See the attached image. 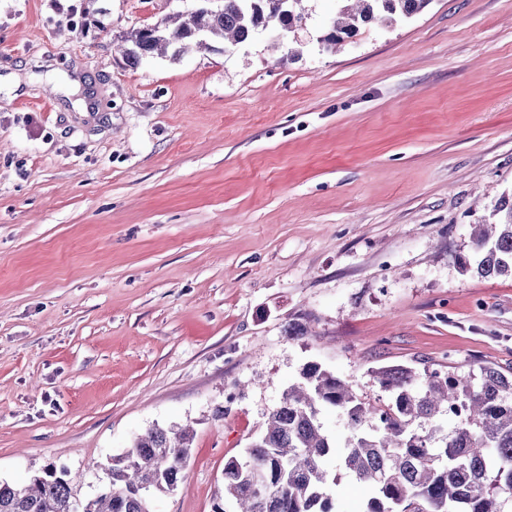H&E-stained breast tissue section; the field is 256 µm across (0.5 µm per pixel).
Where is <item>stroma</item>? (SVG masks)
Returning a JSON list of instances; mask_svg holds the SVG:
<instances>
[{
	"label": "stroma",
	"mask_w": 512,
	"mask_h": 512,
	"mask_svg": "<svg viewBox=\"0 0 512 512\" xmlns=\"http://www.w3.org/2000/svg\"><path fill=\"white\" fill-rule=\"evenodd\" d=\"M200 5L0 0L2 481L51 462L90 496L187 424L154 510L213 512L306 362L381 404L380 366L512 372V275L457 263L512 192V0L329 51L336 0H305L290 32L128 65L132 30Z\"/></svg>",
	"instance_id": "obj_1"
}]
</instances>
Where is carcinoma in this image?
Segmentation results:
<instances>
[{"mask_svg": "<svg viewBox=\"0 0 512 512\" xmlns=\"http://www.w3.org/2000/svg\"><path fill=\"white\" fill-rule=\"evenodd\" d=\"M302 0H224L172 27L166 22L128 37V64L171 53L238 45L271 25L303 22ZM341 7L325 49L373 23L411 17L431 0H338ZM494 221L472 235L476 272L512 275V196H503ZM388 402L371 403L318 362H308L269 413L265 429L241 458L224 462L214 512H336V474L325 461L336 439L324 428L325 408L347 421L342 469L365 491L359 512H512V376L493 366L468 374L420 375L404 366L374 371ZM446 417L452 425L438 420ZM192 430L150 428L105 468L107 481L92 499L80 497L77 476L50 463L21 486L0 481V512H152L155 495L176 490L187 477Z\"/></svg>", "mask_w": 512, "mask_h": 512, "instance_id": "carcinoma-1", "label": "carcinoma"}]
</instances>
